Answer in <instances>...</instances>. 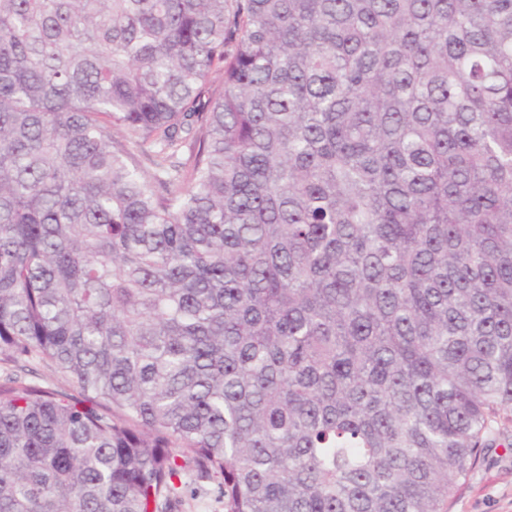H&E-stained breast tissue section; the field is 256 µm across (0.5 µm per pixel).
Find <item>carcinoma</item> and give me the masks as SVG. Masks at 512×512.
Wrapping results in <instances>:
<instances>
[{
    "mask_svg": "<svg viewBox=\"0 0 512 512\" xmlns=\"http://www.w3.org/2000/svg\"><path fill=\"white\" fill-rule=\"evenodd\" d=\"M0 356L78 391L0 385V512H448L512 421V0H0ZM32 366L34 373L23 377L26 383L58 388L77 395L70 383L56 373L51 366L37 362ZM177 510L178 512H224V505L218 498L216 483H205L198 494L186 495Z\"/></svg>",
    "mask_w": 512,
    "mask_h": 512,
    "instance_id": "1",
    "label": "carcinoma"
}]
</instances>
